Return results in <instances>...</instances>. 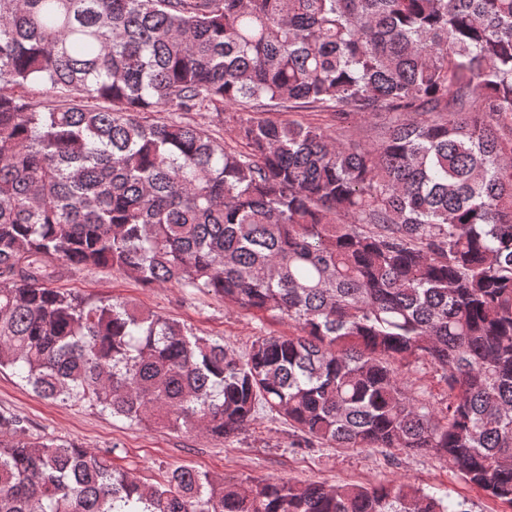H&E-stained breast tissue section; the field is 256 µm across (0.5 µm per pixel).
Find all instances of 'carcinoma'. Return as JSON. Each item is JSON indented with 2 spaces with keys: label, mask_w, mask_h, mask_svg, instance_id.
<instances>
[{
  "label": "carcinoma",
  "mask_w": 512,
  "mask_h": 512,
  "mask_svg": "<svg viewBox=\"0 0 512 512\" xmlns=\"http://www.w3.org/2000/svg\"><path fill=\"white\" fill-rule=\"evenodd\" d=\"M301 110L328 123L283 117ZM80 267L294 332L242 358L56 286ZM419 361L438 411L399 372ZM7 367L189 435L265 409L298 448L430 453L512 512V0H0ZM24 430L0 412V512H468L408 481L148 484ZM412 392L428 398L435 407L448 395V388L441 379L440 372L426 363H415L402 368Z\"/></svg>",
  "instance_id": "cac0c4a2"
}]
</instances>
